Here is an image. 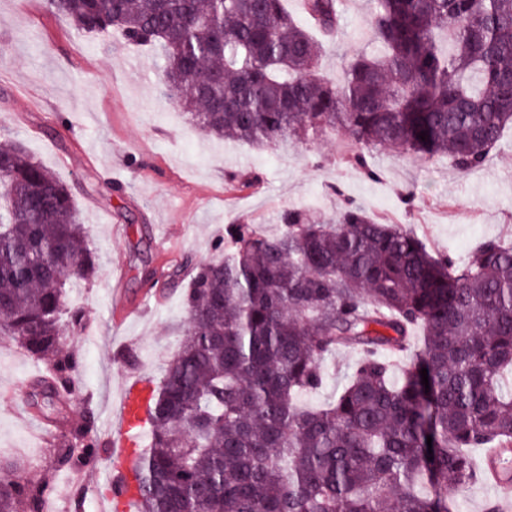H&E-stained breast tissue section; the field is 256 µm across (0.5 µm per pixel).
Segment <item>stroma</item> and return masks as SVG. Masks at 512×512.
<instances>
[{
    "mask_svg": "<svg viewBox=\"0 0 512 512\" xmlns=\"http://www.w3.org/2000/svg\"><path fill=\"white\" fill-rule=\"evenodd\" d=\"M372 0H344L339 29L323 36L320 72L344 78L353 53L377 50L369 34ZM0 143L21 144L69 185L95 253L92 282L71 280L67 296L88 327L70 337L81 356L100 430H107L126 369L117 353L133 349L136 370L159 378L178 346L184 320L183 266L217 258L228 224L274 233L287 207L325 219L343 199L398 224L429 250L463 261L482 238L512 241V132L487 162L462 174L448 157L382 151L367 178L346 165L338 138L321 134L295 148L259 149L203 136L179 106L159 94L164 66L155 50L118 32L81 35L42 0H0ZM121 290L132 312H112ZM44 362L0 339V451L36 479L49 465L53 437L26 410L28 384ZM92 470L60 473L51 505L100 512L111 495L102 475L108 449Z\"/></svg>",
    "mask_w": 512,
    "mask_h": 512,
    "instance_id": "1",
    "label": "stroma"
}]
</instances>
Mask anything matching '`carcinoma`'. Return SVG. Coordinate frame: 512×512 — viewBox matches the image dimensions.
Returning a JSON list of instances; mask_svg holds the SVG:
<instances>
[{"label":"carcinoma","instance_id":"carcinoma-1","mask_svg":"<svg viewBox=\"0 0 512 512\" xmlns=\"http://www.w3.org/2000/svg\"><path fill=\"white\" fill-rule=\"evenodd\" d=\"M44 3L81 34L153 47L163 97L218 140L276 150L331 131L373 177L366 154L380 150L469 172L512 127V0H374L383 54H355L341 84L317 73L320 46L284 0ZM305 13L324 33L340 25L338 0ZM220 248L188 270L178 350L147 388L141 512H448V491L420 487L476 484L472 450L500 448L512 469V246L485 240L458 263L348 200L326 222L288 208L271 235L228 224ZM96 273L66 182L0 146V337L48 365L32 408L60 423L41 479L0 457V512H45L58 472L98 461L81 360L64 344L86 325L66 285ZM416 327L422 346L396 377L389 355ZM340 348L360 351L346 384L299 406Z\"/></svg>","mask_w":512,"mask_h":512}]
</instances>
